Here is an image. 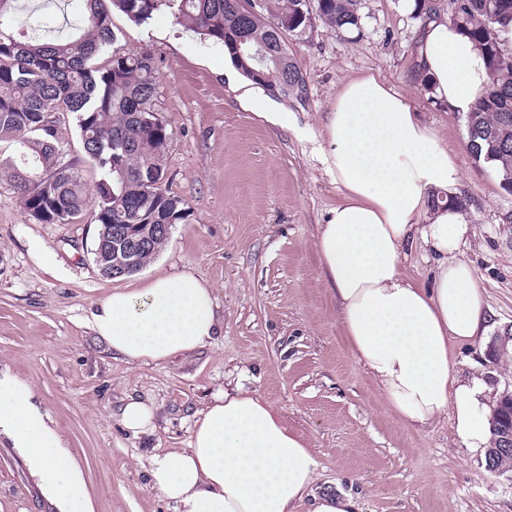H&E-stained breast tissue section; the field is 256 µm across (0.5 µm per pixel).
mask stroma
<instances>
[{
    "label": "stroma",
    "mask_w": 512,
    "mask_h": 512,
    "mask_svg": "<svg viewBox=\"0 0 512 512\" xmlns=\"http://www.w3.org/2000/svg\"><path fill=\"white\" fill-rule=\"evenodd\" d=\"M360 14L351 33L319 23L291 39L307 76L295 99L228 81L223 47L169 9L141 23L113 11L117 47L155 58L157 107L171 133L165 186L188 211L137 273L101 275L95 225L37 223L0 181V377L29 385L83 471L94 512H174L147 485L149 458L187 447L196 412L237 381L304 436L318 464L316 493L352 494L361 512H512V470L488 471L484 452L464 448L450 418L410 428L389 408L354 359L322 277L318 226L343 196L321 161L325 119L342 87L371 73L453 149L462 171L455 195L470 221L462 255L493 313L489 332L512 324V193L470 153L464 117L415 82L419 21L400 0H361ZM269 105L288 114V127L262 118ZM186 270L214 289L219 336L164 364L113 358L87 325L92 304ZM487 345L456 344L452 354L460 375L485 382L491 408L512 390V354L489 361ZM133 398L155 406L153 433L121 425ZM0 512H58L3 434Z\"/></svg>",
    "instance_id": "35a3bbf8"
}]
</instances>
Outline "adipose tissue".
I'll return each mask as SVG.
<instances>
[{
  "mask_svg": "<svg viewBox=\"0 0 512 512\" xmlns=\"http://www.w3.org/2000/svg\"><path fill=\"white\" fill-rule=\"evenodd\" d=\"M434 96L468 114L488 82L484 57L446 20L429 23L419 49ZM322 161L343 188L317 237L324 281L357 360L400 419L425 426L448 415L462 444L488 445L480 415L486 387L462 381L452 344L480 336L492 313L460 248L469 221L457 207L429 209L434 189H454L453 150L379 76L348 82L327 118ZM419 242L436 259L430 287L401 270ZM96 336L128 362L164 363L220 332L214 291L194 274L156 276L114 290L88 317ZM0 432L20 448L59 512H93L84 476L27 384L0 379ZM148 484L175 512H359L352 495H318L317 462L305 438L260 393L242 384L215 392L195 415L187 448L153 454Z\"/></svg>",
  "mask_w": 512,
  "mask_h": 512,
  "instance_id": "1",
  "label": "adipose tissue"
}]
</instances>
